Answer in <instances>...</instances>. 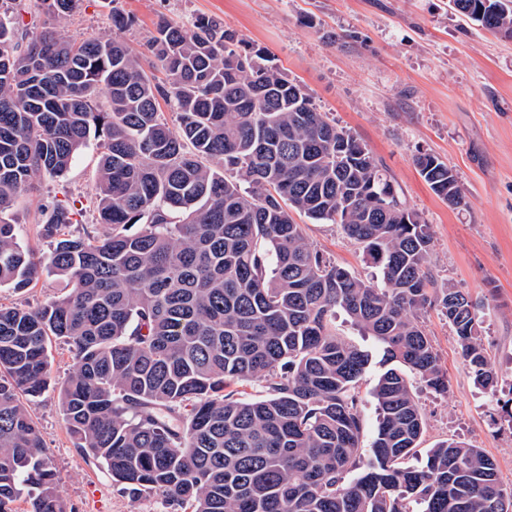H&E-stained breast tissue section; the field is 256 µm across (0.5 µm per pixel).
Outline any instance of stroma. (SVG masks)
<instances>
[{
    "label": "stroma",
    "mask_w": 512,
    "mask_h": 512,
    "mask_svg": "<svg viewBox=\"0 0 512 512\" xmlns=\"http://www.w3.org/2000/svg\"><path fill=\"white\" fill-rule=\"evenodd\" d=\"M116 7L134 18L130 29L113 27ZM200 14L264 48L320 111L382 160L429 224V269L437 284L463 291L478 309L499 387L490 394L474 384L453 329L437 309H427L421 322L450 388L437 395L416 385L426 431L410 463L420 465L428 448L454 438L489 455L503 488L512 489V427L501 409L512 397V39L472 24L449 0H81L60 30L76 40L119 38L137 50L159 19L187 25ZM423 151L454 168L464 205L448 207L423 182L413 164ZM99 155L89 144L65 174L37 178L17 200L12 216L36 257L48 251L37 235L42 208L63 201L74 207L77 225L96 223L90 199ZM295 221L331 262L374 278L361 246L339 225L302 215ZM65 292L62 281L45 275L21 292L0 288V304L35 307ZM50 354L52 386L25 406L70 512H171L160 497L135 496L113 483L75 448L57 399L75 355L59 341Z\"/></svg>",
    "instance_id": "1"
}]
</instances>
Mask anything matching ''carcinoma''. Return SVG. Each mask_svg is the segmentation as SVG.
Returning <instances> with one entry per match:
<instances>
[{
    "label": "carcinoma",
    "instance_id": "1",
    "mask_svg": "<svg viewBox=\"0 0 512 512\" xmlns=\"http://www.w3.org/2000/svg\"><path fill=\"white\" fill-rule=\"evenodd\" d=\"M79 2L38 0L43 27L22 48L21 17L0 12V287L44 274L69 287L36 308L0 305V512L24 495L29 512H67L20 400L49 387L54 340L77 360L58 390L75 447L134 495L190 512H412V500L420 512H512L480 448L450 438L425 467L404 466L424 433L413 381L448 393L424 311L448 320L477 385L495 393L498 376L471 301L434 286L429 225L385 164L218 19L189 31L162 19L133 52L64 38L58 23ZM450 3L512 39V0ZM92 138L98 223L74 232L67 206L44 210L37 259L10 211ZM413 163L448 206L465 203L447 162ZM295 213L340 225L379 282L312 248ZM338 309L382 352L366 456L371 356L332 331Z\"/></svg>",
    "mask_w": 512,
    "mask_h": 512
}]
</instances>
